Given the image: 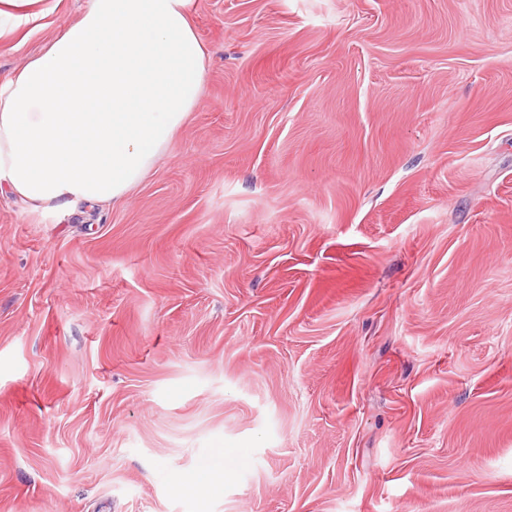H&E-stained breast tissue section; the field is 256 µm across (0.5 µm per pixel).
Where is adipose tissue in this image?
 Returning a JSON list of instances; mask_svg holds the SVG:
<instances>
[{"label":"adipose tissue","mask_w":512,"mask_h":512,"mask_svg":"<svg viewBox=\"0 0 512 512\" xmlns=\"http://www.w3.org/2000/svg\"><path fill=\"white\" fill-rule=\"evenodd\" d=\"M192 2L90 0L1 84L0 194L36 208L125 199L200 100Z\"/></svg>","instance_id":"ef3b65f1"}]
</instances>
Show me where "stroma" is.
Returning <instances> with one entry per match:
<instances>
[{
    "label": "stroma",
    "mask_w": 512,
    "mask_h": 512,
    "mask_svg": "<svg viewBox=\"0 0 512 512\" xmlns=\"http://www.w3.org/2000/svg\"><path fill=\"white\" fill-rule=\"evenodd\" d=\"M88 3L23 6L0 84ZM193 24L126 201L0 195V512H512V0Z\"/></svg>",
    "instance_id": "obj_1"
}]
</instances>
